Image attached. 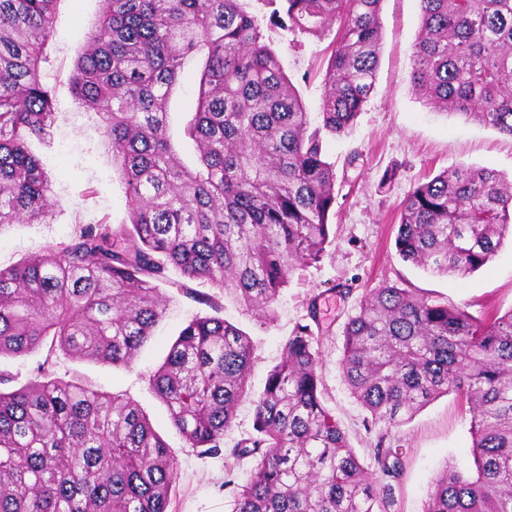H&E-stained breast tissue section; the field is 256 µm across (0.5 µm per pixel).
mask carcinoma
<instances>
[{
    "label": "carcinoma",
    "mask_w": 512,
    "mask_h": 512,
    "mask_svg": "<svg viewBox=\"0 0 512 512\" xmlns=\"http://www.w3.org/2000/svg\"><path fill=\"white\" fill-rule=\"evenodd\" d=\"M61 0H0V227L40 224L51 185L36 144L56 121L42 79ZM270 20L321 36L339 22L320 111H305L258 16L240 0H99L74 62L77 103L94 113L121 176L129 223L77 227L70 242L0 269V358L39 348L126 367L164 308L168 268L235 295L270 320L282 290L332 244L336 166L328 136L355 125L375 88L382 0H264ZM413 85L423 105L512 137V0H420ZM205 56L178 158L169 97L187 59ZM512 237V180L460 166L400 204L395 252L466 277ZM182 329L151 377L189 447L217 456L242 399L253 432L232 455L253 466L235 512H389L400 448H374L369 471L324 405L321 352L299 323L252 395L250 337L220 316ZM341 371L372 426L410 420L454 394L472 414L475 473L445 467L424 512H512V309L479 319L397 284L370 290L343 327ZM174 452L128 397L61 380L45 365L0 390V512H168Z\"/></svg>",
    "instance_id": "obj_1"
}]
</instances>
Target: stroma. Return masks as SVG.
<instances>
[{
    "label": "stroma",
    "instance_id": "stroma-1",
    "mask_svg": "<svg viewBox=\"0 0 512 512\" xmlns=\"http://www.w3.org/2000/svg\"><path fill=\"white\" fill-rule=\"evenodd\" d=\"M257 15L265 41L280 58L306 111H319L323 79L335 31L321 37L295 35L274 26L265 0H244ZM98 0H61L49 63L43 80L56 104V122L49 144L35 146L51 181L54 214L45 224H11L0 229V268L12 267L42 253L47 245H65L81 224L128 221V206L119 173L105 153L95 114L75 100L69 76L83 50L99 12ZM382 44L375 90L354 127L325 141L328 157L345 166L336 183L331 222L335 241L320 264L304 268L292 278L274 306V317L263 323L254 311L232 296L201 284L203 300L186 297L181 276L169 271L160 284L166 310L153 336L141 347L132 365H109L48 356L38 350L24 357L0 360V374L20 387L37 367L51 361L55 376L95 389L130 397L148 415L154 429L175 453L177 478L169 512H233L235 491L249 478L250 460L235 461L228 449L253 430L254 406L244 400L224 434V455L203 456L188 447L171 425L166 407L156 397L150 376L166 356L180 330L192 319L219 309L224 319L246 332L254 345L252 392H260L268 371L280 362L284 345L296 324L305 322L311 298L321 302L319 339L323 401L364 462L378 440V429H367L365 410L351 395L339 366L343 326L365 293L383 283L398 284L429 299L464 308L483 317L512 309V241L504 240L493 262L466 278L434 276L394 254L399 205L419 183L460 165L488 167L512 177V137L478 122L450 117L425 108L412 84L413 45L420 24V0H383ZM201 60L193 58L169 102L170 135L184 159L193 148L182 136L186 112L193 107ZM354 166H346L348 156ZM391 180H383L386 170ZM471 414L455 395L442 396L410 421L389 430L387 443L403 451V471L394 484L390 512H423L431 483L443 467L469 472L474 468Z\"/></svg>",
    "mask_w": 512,
    "mask_h": 512
}]
</instances>
